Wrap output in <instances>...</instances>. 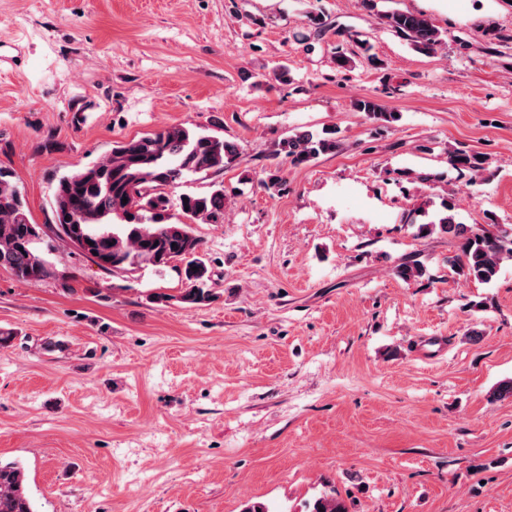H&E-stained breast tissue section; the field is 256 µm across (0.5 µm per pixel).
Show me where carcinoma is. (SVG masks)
Instances as JSON below:
<instances>
[{"mask_svg":"<svg viewBox=\"0 0 512 512\" xmlns=\"http://www.w3.org/2000/svg\"><path fill=\"white\" fill-rule=\"evenodd\" d=\"M384 22L419 52H434L444 43L441 32L423 15L395 10L384 15ZM354 107L376 122L398 120L397 113L369 98L357 100ZM341 148L337 131L325 128L298 131L281 139L275 154L292 166H301ZM238 155L236 143L183 125L117 141L97 161L57 177L52 209L55 238L82 249V254L112 276L145 268L159 270L181 260L185 262V288L177 295L160 293L152 299L158 304L175 301L186 308L207 306L217 294L211 288L208 267L199 257L202 244L192 225L224 223V184L215 183L203 194L175 198L165 188H175L191 175L222 173ZM448 160L457 167L483 170L474 154L452 150ZM454 209L450 202L438 221L417 225V236L437 233L458 241L453 265L467 277L489 283L501 263L512 259V235L462 224L456 221ZM43 240L13 173L0 168V268L30 285L53 275ZM395 273L410 282L421 278L425 268L407 259L395 267ZM0 512H37L25 469L17 461H0ZM305 512H346V508L333 493L308 503Z\"/></svg>","mask_w":512,"mask_h":512,"instance_id":"1","label":"carcinoma"}]
</instances>
